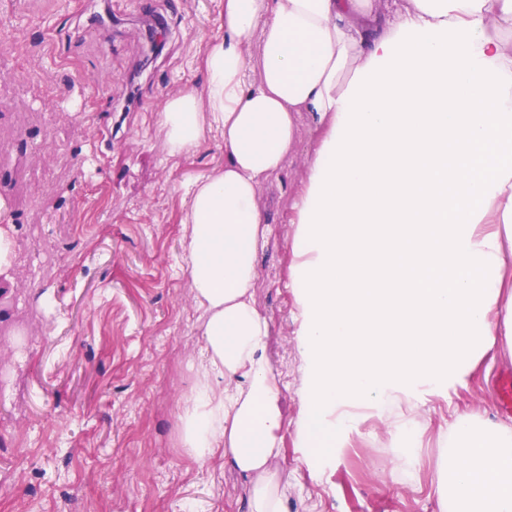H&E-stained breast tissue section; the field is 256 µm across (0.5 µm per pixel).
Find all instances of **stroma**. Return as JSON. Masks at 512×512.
Instances as JSON below:
<instances>
[{"label": "stroma", "instance_id": "obj_1", "mask_svg": "<svg viewBox=\"0 0 512 512\" xmlns=\"http://www.w3.org/2000/svg\"><path fill=\"white\" fill-rule=\"evenodd\" d=\"M112 22L85 29L84 0H0V200L29 169L39 208L14 212L21 250L49 281L29 294L24 264L0 287V328L24 322L33 343L0 350L14 382L0 397V512H247L248 486L219 459L180 445L177 405L193 382L203 339L184 242V191L224 167L211 134L186 158L155 133L165 97L202 90L203 59L224 35V0H97ZM323 130L311 113L262 188L268 221L256 254L254 296L270 322L268 357L288 412L283 436L288 512H440L438 466L462 412L512 419L502 387L512 358L488 354L462 383L397 429L406 406L384 403L327 454L297 432L303 362L291 280L294 204Z\"/></svg>", "mask_w": 512, "mask_h": 512}]
</instances>
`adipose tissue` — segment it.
<instances>
[{"instance_id": "1", "label": "adipose tissue", "mask_w": 512, "mask_h": 512, "mask_svg": "<svg viewBox=\"0 0 512 512\" xmlns=\"http://www.w3.org/2000/svg\"><path fill=\"white\" fill-rule=\"evenodd\" d=\"M259 46L258 62L248 50ZM203 90L168 95L167 153L224 137V167L185 201L203 344L181 443L249 483V512H287L285 416L254 302L262 186L309 112L324 129L296 204L298 434L328 452L359 410L417 411L499 345L512 352V0H224ZM443 512H512V422L465 413L447 433Z\"/></svg>"}]
</instances>
